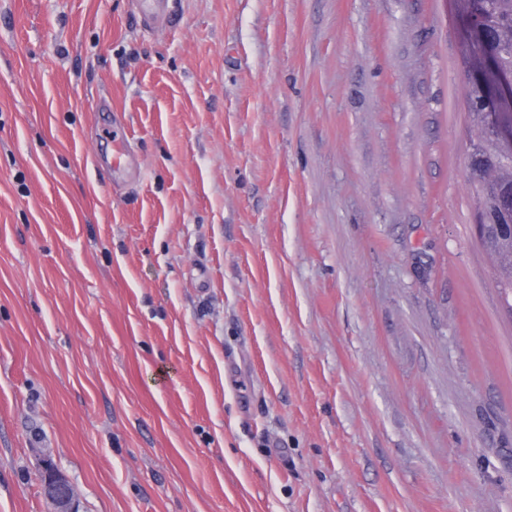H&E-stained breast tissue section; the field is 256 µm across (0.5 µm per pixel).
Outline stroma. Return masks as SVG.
Instances as JSON below:
<instances>
[{"label": "stroma", "instance_id": "obj_1", "mask_svg": "<svg viewBox=\"0 0 512 512\" xmlns=\"http://www.w3.org/2000/svg\"><path fill=\"white\" fill-rule=\"evenodd\" d=\"M161 2L0 0V512H512L450 0ZM42 490L52 504V512H79L78 492L70 479L56 466L49 455L41 460Z\"/></svg>", "mask_w": 512, "mask_h": 512}]
</instances>
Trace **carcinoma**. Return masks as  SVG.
I'll return each instance as SVG.
<instances>
[{
	"label": "carcinoma",
	"mask_w": 512,
	"mask_h": 512,
	"mask_svg": "<svg viewBox=\"0 0 512 512\" xmlns=\"http://www.w3.org/2000/svg\"><path fill=\"white\" fill-rule=\"evenodd\" d=\"M469 10L483 33L461 50V60L486 53L495 45L502 67L512 70V0H458ZM466 106L472 119L467 147V178L483 231L479 238L500 272L497 285L505 305L512 309V237L500 234L498 226L512 223V168L500 162V147L483 127L486 99L492 93L487 83L466 85Z\"/></svg>",
	"instance_id": "1"
}]
</instances>
